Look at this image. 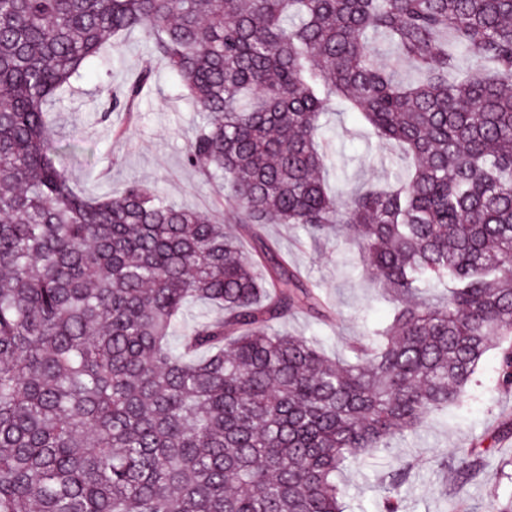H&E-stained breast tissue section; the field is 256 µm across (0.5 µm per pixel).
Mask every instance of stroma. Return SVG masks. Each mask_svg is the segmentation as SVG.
<instances>
[{
	"label": "stroma",
	"instance_id": "stroma-1",
	"mask_svg": "<svg viewBox=\"0 0 512 512\" xmlns=\"http://www.w3.org/2000/svg\"><path fill=\"white\" fill-rule=\"evenodd\" d=\"M143 71L151 74V92L139 101L135 118L108 113L112 98L121 96L125 84ZM49 112L61 135L79 136L88 150L87 158L67 164L71 182L82 192L116 194L137 178L155 184L185 207L234 224L232 208L218 202V189L185 162L196 115L181 99L173 74L150 53L145 33L119 37L96 71L77 80L74 91L59 97ZM326 135L351 189L363 192L388 181L389 160L398 149L372 138L358 114L329 116ZM264 234L287 252L296 270L319 285L338 315L325 324L312 313L299 312L288 320V331L320 338L325 352L334 357L343 354L350 338L388 323L392 305L380 298L355 252L333 241L316 248L303 231L285 224L266 225ZM509 416L512 393L486 392L448 414L424 417L412 433L379 450L370 465L351 466L341 475L347 512H382V478L398 467L409 472L400 489L402 512H456L461 500L469 512H483L494 490H512V485L497 486L489 478L497 457L489 456L484 473L460 485L448 479L442 463L455 459L459 449L489 440L499 421Z\"/></svg>",
	"mask_w": 512,
	"mask_h": 512
}]
</instances>
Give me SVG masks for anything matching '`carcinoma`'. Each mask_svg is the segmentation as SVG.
Returning <instances> with one entry per match:
<instances>
[{
  "mask_svg": "<svg viewBox=\"0 0 512 512\" xmlns=\"http://www.w3.org/2000/svg\"><path fill=\"white\" fill-rule=\"evenodd\" d=\"M139 29L237 233L142 180L90 198L67 175L82 146L48 106ZM331 112L411 161L390 187L329 190ZM266 224L357 250L391 322L336 358L282 329L327 305ZM492 350L509 394L512 0H0V512H344L337 476L462 405ZM492 452L461 449L460 478Z\"/></svg>",
  "mask_w": 512,
  "mask_h": 512,
  "instance_id": "obj_1",
  "label": "carcinoma"
}]
</instances>
